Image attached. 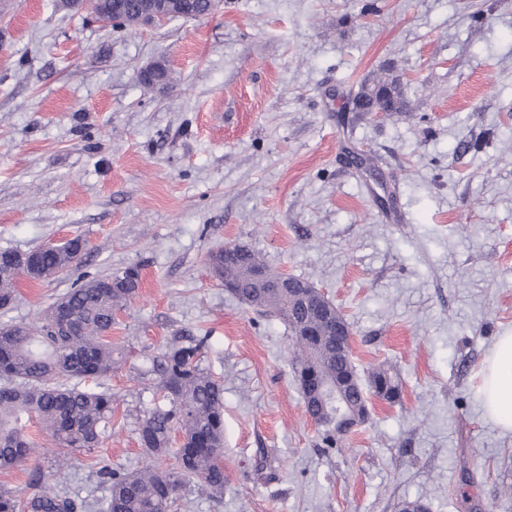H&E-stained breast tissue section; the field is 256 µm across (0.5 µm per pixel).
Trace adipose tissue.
<instances>
[{"label":"adipose tissue","instance_id":"1","mask_svg":"<svg viewBox=\"0 0 512 512\" xmlns=\"http://www.w3.org/2000/svg\"><path fill=\"white\" fill-rule=\"evenodd\" d=\"M481 373L484 416L502 431L512 433V333L498 337Z\"/></svg>","mask_w":512,"mask_h":512}]
</instances>
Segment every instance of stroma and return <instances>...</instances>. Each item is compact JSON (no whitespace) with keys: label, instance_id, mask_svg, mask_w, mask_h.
I'll use <instances>...</instances> for the list:
<instances>
[{"label":"stroma","instance_id":"35a3bbf8","mask_svg":"<svg viewBox=\"0 0 512 512\" xmlns=\"http://www.w3.org/2000/svg\"><path fill=\"white\" fill-rule=\"evenodd\" d=\"M157 61L170 80L145 85ZM377 80L400 110H355ZM76 236L80 266L16 277L0 322L38 324L83 276L138 269L110 334L126 360L100 380L114 428L59 471L31 424L37 452L0 488L106 495L96 461L144 462L136 366L193 334L224 385V495L193 485L173 512H512V434L478 396L512 332V0H220L134 32L0 0V249ZM235 243L326 293L360 377L397 374L400 402L371 399L341 447L305 412L284 321L212 279L209 251Z\"/></svg>","mask_w":512,"mask_h":512}]
</instances>
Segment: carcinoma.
I'll list each match as a JSON object with an SVG mask.
<instances>
[{
  "label": "carcinoma",
  "mask_w": 512,
  "mask_h": 512,
  "mask_svg": "<svg viewBox=\"0 0 512 512\" xmlns=\"http://www.w3.org/2000/svg\"><path fill=\"white\" fill-rule=\"evenodd\" d=\"M144 0H102L96 20L124 31L141 27ZM167 18H200L211 14L218 0H170ZM398 97H372L364 112H392ZM85 244L74 237L66 244L29 252L37 272L32 279L54 277L81 262ZM243 258L224 263V249L208 256L213 278L231 285L229 292L248 306L281 316L288 325L294 349V376L317 371L346 385L348 398L363 413L367 395L394 403L401 397L395 374L388 368L359 377L355 366L336 355V337L312 323L318 335L308 336V325L298 313L294 297L275 293L254 277L263 269L271 278L281 273L268 267L261 255L242 246ZM140 284L135 268L86 277L81 284L52 303L37 325L0 324V469L26 461L34 448L25 435L26 423L35 420L56 445L73 450L96 448L102 434L112 429L114 396L87 388L82 381L100 378L119 363L108 333L116 313L133 299ZM16 300L14 281L0 279V310ZM206 336H186L180 344L166 345L147 358L144 374L155 380L153 406L137 429V442L146 465L135 473L114 471L107 465L97 473L108 489L100 501L77 500L61 489L46 487L27 499L0 490V512H171L180 491L197 481L211 495H224V385L201 367ZM315 417L322 440L329 448L341 445L344 433L322 413ZM181 445L170 447L172 434ZM173 463L161 470L157 463Z\"/></svg>",
  "instance_id": "1"
}]
</instances>
